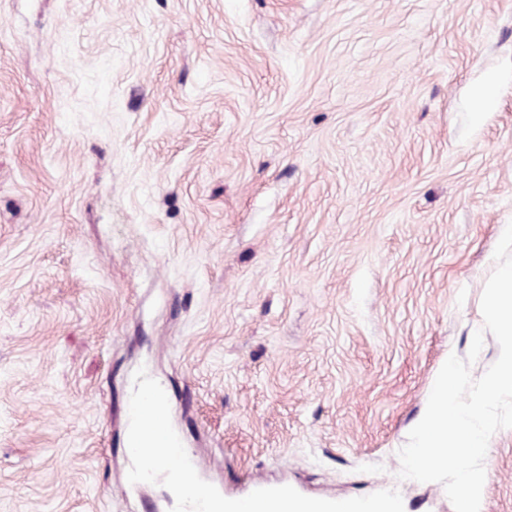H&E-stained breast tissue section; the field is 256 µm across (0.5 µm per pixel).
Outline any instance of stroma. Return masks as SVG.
<instances>
[{
    "mask_svg": "<svg viewBox=\"0 0 512 512\" xmlns=\"http://www.w3.org/2000/svg\"><path fill=\"white\" fill-rule=\"evenodd\" d=\"M511 222L512 0H0V512H171L141 367L225 496L454 512L398 452Z\"/></svg>",
    "mask_w": 512,
    "mask_h": 512,
    "instance_id": "stroma-1",
    "label": "stroma"
}]
</instances>
